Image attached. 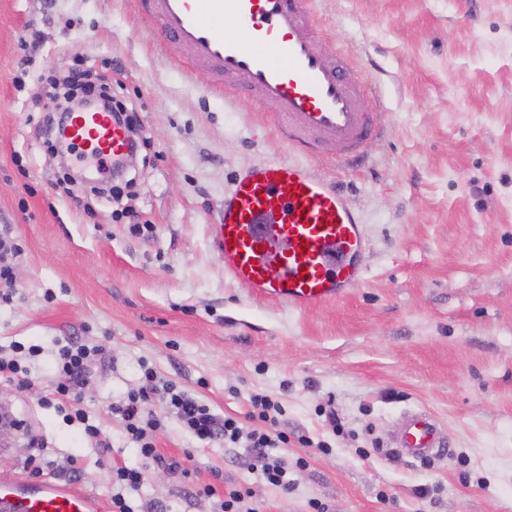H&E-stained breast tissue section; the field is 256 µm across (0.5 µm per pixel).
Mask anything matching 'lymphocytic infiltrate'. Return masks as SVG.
<instances>
[{"label":"lymphocytic infiltrate","mask_w":512,"mask_h":512,"mask_svg":"<svg viewBox=\"0 0 512 512\" xmlns=\"http://www.w3.org/2000/svg\"><path fill=\"white\" fill-rule=\"evenodd\" d=\"M69 85L83 89L86 99L95 101L99 111L109 113L113 123L123 128L128 137L130 150L140 146L138 123L120 102L114 101L105 87L95 86L81 72L72 73L67 78ZM107 359L104 347H87L77 341H68L62 346L56 362L59 382L53 386L50 397L55 400L59 412L64 413L67 421H75L84 426L87 438L95 439L101 434L98 426L90 423L86 411L80 406V388L85 383L92 362H105ZM145 383L139 389L130 391L121 400L110 406L113 415L119 416L132 440L138 445L140 464L136 467H119L113 469V483L123 487L135 488L141 484L144 471L151 464L159 462L160 457L154 444L148 440V431L156 430L158 420L145 419L144 413L151 395L164 399L168 408L175 411L178 420L198 439L227 443L246 441L255 457L261 460V473L264 480L281 490H289L288 468L279 457L274 456V448L287 443L285 432L274 431L281 408L278 402L263 394H255L250 398L251 419L257 420L258 428L246 431L239 426L236 419L217 418L210 409L198 403L194 398L183 393L174 392L171 386H158L153 370H145Z\"/></svg>","instance_id":"obj_1"}]
</instances>
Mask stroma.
Returning <instances> with one entry per match:
<instances>
[{
	"instance_id": "stroma-1",
	"label": "stroma",
	"mask_w": 512,
	"mask_h": 512,
	"mask_svg": "<svg viewBox=\"0 0 512 512\" xmlns=\"http://www.w3.org/2000/svg\"><path fill=\"white\" fill-rule=\"evenodd\" d=\"M312 6L316 35L378 88L364 104L390 123L361 162L325 168L367 228L365 280L300 310L238 286L214 246L233 176L295 156L253 99L207 89L206 65L163 44L133 0H0V233L16 247L0 346L42 349L33 387L2 383L0 402L55 462L35 475L25 431L0 430V481L69 480L73 456L80 485L111 498V468L139 457L110 405L148 367L221 418L245 419L254 392L277 400L292 488L268 486L248 448L199 440L157 402L154 444L186 471L150 467L125 493L134 512H217L231 487L250 489L259 512H314V500L327 512H512V0ZM74 68L137 117L145 143L121 177L79 170L72 152L59 163L46 144ZM67 337L110 350L83 389L107 447L41 402ZM417 409L447 453L387 457V436ZM205 484L215 496H194Z\"/></svg>"
}]
</instances>
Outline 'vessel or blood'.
<instances>
[{
    "mask_svg": "<svg viewBox=\"0 0 512 512\" xmlns=\"http://www.w3.org/2000/svg\"><path fill=\"white\" fill-rule=\"evenodd\" d=\"M164 42L204 62L225 97L248 92L299 158H271L236 174L224 193L214 244L237 283L296 308L342 297L364 280L358 263L367 236L336 181L311 164L359 156L389 122L365 110V82L348 80L336 52L310 29L308 0H136ZM63 136L85 155L120 160L125 131L107 113H73ZM446 437L427 413H407L387 455L428 458ZM104 498L56 480L0 486V512H107Z\"/></svg>",
    "mask_w": 512,
    "mask_h": 512,
    "instance_id": "b4317fda",
    "label": "vessel or blood"
}]
</instances>
